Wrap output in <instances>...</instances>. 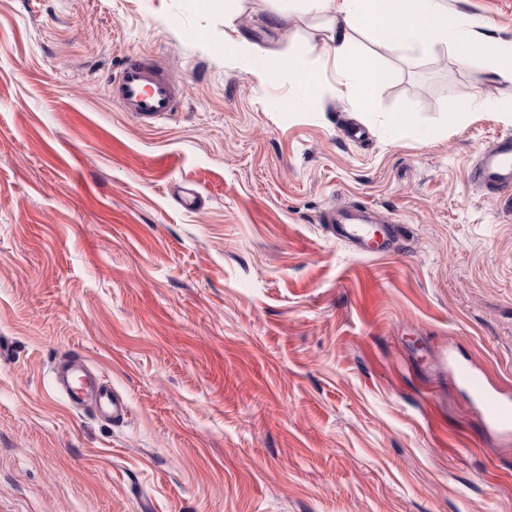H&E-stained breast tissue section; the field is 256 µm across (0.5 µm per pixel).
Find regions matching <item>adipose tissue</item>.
I'll use <instances>...</instances> for the list:
<instances>
[{
    "label": "adipose tissue",
    "mask_w": 512,
    "mask_h": 512,
    "mask_svg": "<svg viewBox=\"0 0 512 512\" xmlns=\"http://www.w3.org/2000/svg\"><path fill=\"white\" fill-rule=\"evenodd\" d=\"M312 11L333 8L336 27L326 41L323 54L332 61L343 80L347 94L362 107H370L377 91L390 73L378 59L357 54L351 44L355 32L367 33L375 41L398 51H428L434 46L454 42L456 59L471 64L474 57L488 60V75L512 81V34L491 35L465 30L451 32L448 15L438 0H304ZM224 54L239 62L245 73L268 81L278 74L292 78L301 96H308V65L299 55L282 58L278 65L269 62L268 50L248 36L225 37Z\"/></svg>",
    "instance_id": "adipose-tissue-1"
}]
</instances>
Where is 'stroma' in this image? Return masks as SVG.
<instances>
[{"mask_svg": "<svg viewBox=\"0 0 512 512\" xmlns=\"http://www.w3.org/2000/svg\"><path fill=\"white\" fill-rule=\"evenodd\" d=\"M442 5L512 32V0ZM273 8L0 0V512H512V434L454 375L512 398V191L469 178L512 82L356 33L391 73L364 116L320 56L330 12ZM236 33L304 54L311 102L225 58ZM143 54L182 91L150 125L108 94ZM353 205L394 251L322 223ZM74 351L125 420L56 391ZM367 207H352L339 212L337 220L338 240L350 245L361 255H368L375 251L387 250L394 247L399 239L400 230L396 224H382L366 219ZM336 212H328L323 217L325 224L336 223ZM373 224L377 235L373 233Z\"/></svg>", "mask_w": 512, "mask_h": 512, "instance_id": "stroma-1", "label": "stroma"}]
</instances>
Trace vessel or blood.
Wrapping results in <instances>:
<instances>
[{
  "mask_svg": "<svg viewBox=\"0 0 512 512\" xmlns=\"http://www.w3.org/2000/svg\"><path fill=\"white\" fill-rule=\"evenodd\" d=\"M113 102L144 122H152L177 111L182 92L167 70L155 59L145 56L127 58L119 75L111 83ZM479 185L500 190L512 187V136L498 138L485 150L471 172ZM367 210L352 207L340 213H327L323 221L336 224L338 240L358 253L368 255L394 247L400 230L394 224H373ZM460 382L475 397L486 413L491 427L502 433L512 432V401L502 398L489 383L486 374L462 366L457 370ZM55 384L67 401L76 407L93 405L95 410L121 420L127 414L126 401L110 387L88 375L86 359L74 353L54 369Z\"/></svg>",
  "mask_w": 512,
  "mask_h": 512,
  "instance_id": "1",
  "label": "vessel or blood"
}]
</instances>
